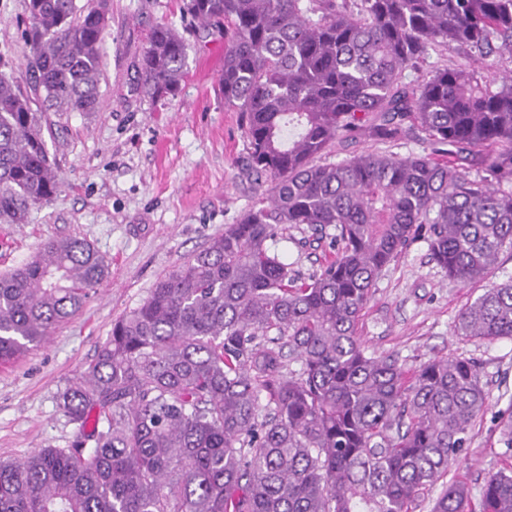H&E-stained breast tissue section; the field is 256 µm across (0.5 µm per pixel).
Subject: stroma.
I'll use <instances>...</instances> for the list:
<instances>
[{
    "label": "stroma",
    "mask_w": 512,
    "mask_h": 512,
    "mask_svg": "<svg viewBox=\"0 0 512 512\" xmlns=\"http://www.w3.org/2000/svg\"><path fill=\"white\" fill-rule=\"evenodd\" d=\"M110 5L98 111L42 116L61 180L57 194L34 206L27 223H0V276L29 262L46 241L64 237L88 242L109 263L110 276L38 347L0 364V461L70 446L76 426L59 407L60 393L94 358L113 323L139 306L159 278L236 223L260 193L244 174L241 117L218 91L223 34L183 17L180 0ZM24 18L25 0H0V64L25 84ZM161 24L175 27L189 49L179 93L154 102L138 90V64ZM275 247L303 277L334 255L330 237L316 238L304 225L284 230ZM511 276L512 255L505 253L491 281L454 283L419 238L376 281L357 327L368 353L407 371L437 356L474 361L486 407L448 478L476 491L489 475L512 467L499 434L512 412V339L461 336L456 322L489 282Z\"/></svg>",
    "instance_id": "35a3bbf8"
}]
</instances>
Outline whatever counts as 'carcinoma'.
<instances>
[{
  "instance_id": "carcinoma-1",
  "label": "carcinoma",
  "mask_w": 512,
  "mask_h": 512,
  "mask_svg": "<svg viewBox=\"0 0 512 512\" xmlns=\"http://www.w3.org/2000/svg\"><path fill=\"white\" fill-rule=\"evenodd\" d=\"M224 28V105L241 113L249 174L269 187L224 235L159 279L59 396L68 448L0 461V512H469L443 484L486 406L474 362L406 374L366 353L358 318L390 263L424 233L461 285L512 255V0H181ZM109 0H26L29 90L0 70V222L25 224L59 189L41 105L95 112ZM461 61L410 80L433 52ZM188 43L151 33L140 88L174 97ZM425 134L419 154L320 158L361 138ZM479 162L475 177L465 165ZM289 224L333 226L309 281L271 249ZM109 276L86 241H47L0 277V362L38 346ZM462 336L512 339V278L457 317ZM300 362L287 369L286 357ZM480 512H512V468Z\"/></svg>"
}]
</instances>
